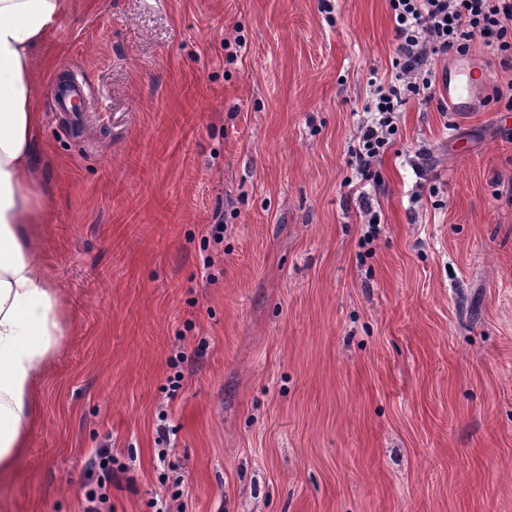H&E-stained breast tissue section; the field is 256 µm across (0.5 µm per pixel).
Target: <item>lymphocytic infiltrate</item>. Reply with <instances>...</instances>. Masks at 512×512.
Returning a JSON list of instances; mask_svg holds the SVG:
<instances>
[{
  "instance_id": "f902f5d3",
  "label": "lymphocytic infiltrate",
  "mask_w": 512,
  "mask_h": 512,
  "mask_svg": "<svg viewBox=\"0 0 512 512\" xmlns=\"http://www.w3.org/2000/svg\"><path fill=\"white\" fill-rule=\"evenodd\" d=\"M390 6L397 41L392 71L374 88L349 150L348 164L362 184L376 182L407 102L433 101L438 62L468 55L478 42L512 64V0H390ZM116 477L110 449L97 450L86 465L84 512H101L104 490Z\"/></svg>"
}]
</instances>
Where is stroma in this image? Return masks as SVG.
<instances>
[{
    "mask_svg": "<svg viewBox=\"0 0 512 512\" xmlns=\"http://www.w3.org/2000/svg\"><path fill=\"white\" fill-rule=\"evenodd\" d=\"M395 48L389 0H73L35 64L72 319L0 512H83L106 442L112 512H512V67L437 64L369 240L348 147ZM466 67L467 111H438ZM66 70L79 128L53 109Z\"/></svg>",
    "mask_w": 512,
    "mask_h": 512,
    "instance_id": "1",
    "label": "stroma"
}]
</instances>
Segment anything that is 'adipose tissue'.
<instances>
[{"label":"adipose tissue","mask_w":512,"mask_h":512,"mask_svg":"<svg viewBox=\"0 0 512 512\" xmlns=\"http://www.w3.org/2000/svg\"><path fill=\"white\" fill-rule=\"evenodd\" d=\"M70 10L71 0H0V476L13 471L40 421L36 383L67 321L35 230L46 200L34 62Z\"/></svg>","instance_id":"1"}]
</instances>
